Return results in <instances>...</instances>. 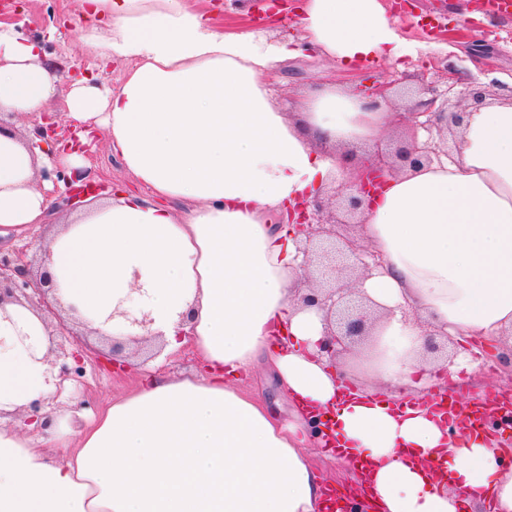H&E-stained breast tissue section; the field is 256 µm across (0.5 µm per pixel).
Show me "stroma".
<instances>
[{"label": "stroma", "instance_id": "35a3bbf8", "mask_svg": "<svg viewBox=\"0 0 512 512\" xmlns=\"http://www.w3.org/2000/svg\"><path fill=\"white\" fill-rule=\"evenodd\" d=\"M194 4L212 19L218 30L227 33L251 31L266 41L291 45L305 40L296 15L264 23L253 19L255 0H194ZM392 23L400 39L414 46V53L393 61L358 63L348 69L327 59L294 56L278 63L269 78L271 93L284 112L296 111L303 96L328 85L356 91L375 82L391 84L392 131L384 139L354 147L353 157L358 162L368 158L388 165L394 162L398 143L417 129V112L425 97V87L441 93L457 92L478 82L494 97L512 94V17L482 9L467 13L461 0H444L440 5L435 0H410L404 12L394 15ZM18 24L40 45L44 64L58 60L66 63L65 70L52 73L59 96L48 105L60 124L70 122L64 98L76 81V73H83L88 79L101 75L103 85L115 91L123 85L128 66L101 56L99 48L88 41L81 0H19ZM463 27L470 29L473 39L488 44L491 54L474 53L467 49L464 40L448 37V30ZM82 168L93 182L104 181L111 188L141 196L147 193L121 155L112 150L106 135H99L91 143L90 155L84 158ZM196 365L192 351L183 349L164 359L148 354L138 356L131 370L124 373L87 366L84 377L70 385V401L82 406L81 416L71 423L72 429H80L92 414L113 399L135 391L146 378L190 373ZM460 376L455 398L464 409L482 387L512 389V367L507 365L488 367L471 360ZM237 384L269 404L280 420L291 421L288 398L268 381L265 365L240 375Z\"/></svg>", "mask_w": 512, "mask_h": 512}]
</instances>
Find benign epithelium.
<instances>
[{
	"mask_svg": "<svg viewBox=\"0 0 512 512\" xmlns=\"http://www.w3.org/2000/svg\"><path fill=\"white\" fill-rule=\"evenodd\" d=\"M429 93L431 97L420 103L423 113L429 116L423 123L428 138L420 142L413 137L401 143L395 152L397 167L364 165L358 168L355 177L335 187L330 196L317 197L287 210L286 223L295 225L297 232L304 236L301 248L304 273L308 277L314 273L318 279L302 301L307 306L318 307L325 314L327 334L319 343V352L333 367L336 366V358L351 344L369 335L372 327L369 305L344 284L345 278L355 270L364 273L372 271L380 265V260L377 255L357 248L349 240L336 239L338 220L329 219L330 208L336 206L346 215L359 216L381 188L384 172L417 169L442 155H449V150L435 144L434 137L445 141V132L450 130V126L460 127L466 103L470 100L482 101L487 91L472 85L455 104L434 89ZM71 139L73 135L68 127L52 122L50 117L45 116L42 123L35 125L31 144L40 147L44 142ZM79 180H84L81 171L65 179L67 191L63 202L70 209L76 207L82 193L105 189L101 184L95 187L88 183L74 187ZM55 291L56 285L48 272L33 270L32 262L25 253L17 251L0 256V306L6 302L26 303L56 319V335L72 337L73 344L70 350L53 353L51 364L58 368L61 381H75L84 376L89 354L98 352V348L88 341L86 335L72 331L68 320L61 317L57 311ZM116 318L122 319L132 329L144 328L152 323L150 312L142 306L131 310L117 309L107 320Z\"/></svg>",
	"mask_w": 512,
	"mask_h": 512,
	"instance_id": "benign-epithelium-1",
	"label": "benign epithelium"
}]
</instances>
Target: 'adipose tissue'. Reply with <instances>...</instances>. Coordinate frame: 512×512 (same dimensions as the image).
Segmentation results:
<instances>
[{
    "label": "adipose tissue",
    "instance_id": "adipose-tissue-1",
    "mask_svg": "<svg viewBox=\"0 0 512 512\" xmlns=\"http://www.w3.org/2000/svg\"><path fill=\"white\" fill-rule=\"evenodd\" d=\"M108 18L104 56L130 63L119 92L89 84L70 117L105 110L111 148L151 192L87 198L50 223L37 188L39 149L0 132V227L48 224L47 270L66 308L122 337L133 289L152 312L162 355L191 345L201 374L157 378L104 407L77 437L51 407L58 371L43 315L9 303L0 316V512H317L326 489L305 452L309 419L339 462H366L369 512H512V472L498 439L434 407L426 327L454 341L512 330V101L465 113L458 150L388 176L362 215L381 260L354 286L378 312L361 352L375 389L318 358L324 313L303 305L300 241L280 223L352 167L354 146L391 130L388 103L327 86L295 117L268 76L285 43L217 31L185 0H86ZM308 45L347 65L401 56L381 0H307ZM57 87L39 48L0 23V112L41 110ZM190 200L175 215L166 200ZM269 361L293 404L280 423L233 375ZM42 401L38 415L29 406Z\"/></svg>",
    "mask_w": 512,
    "mask_h": 512
}]
</instances>
